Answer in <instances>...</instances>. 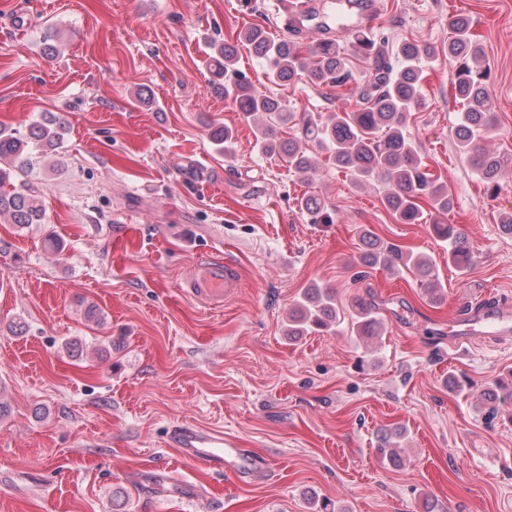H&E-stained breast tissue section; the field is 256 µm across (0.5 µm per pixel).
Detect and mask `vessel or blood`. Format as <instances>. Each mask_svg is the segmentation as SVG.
I'll return each mask as SVG.
<instances>
[{
	"label": "vessel or blood",
	"mask_w": 512,
	"mask_h": 512,
	"mask_svg": "<svg viewBox=\"0 0 512 512\" xmlns=\"http://www.w3.org/2000/svg\"><path fill=\"white\" fill-rule=\"evenodd\" d=\"M281 7L297 28L316 32L326 38L319 28L317 17L309 15L304 0H282ZM356 27L373 29L378 21L377 0H355L353 4ZM242 286V275L233 258L207 260L192 265L185 281V292L197 301L221 306L235 296ZM448 341L453 345L472 342L475 337L508 339L512 337V306L486 296L478 303L464 308L453 319ZM168 446L176 448L183 461L198 465L215 474L233 473L245 480L263 472L266 461L248 455L240 441L225 438L223 431L195 425L175 424L166 433Z\"/></svg>",
	"instance_id": "b4317fda"
}]
</instances>
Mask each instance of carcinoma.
<instances>
[{"instance_id": "obj_1", "label": "carcinoma", "mask_w": 512, "mask_h": 512, "mask_svg": "<svg viewBox=\"0 0 512 512\" xmlns=\"http://www.w3.org/2000/svg\"><path fill=\"white\" fill-rule=\"evenodd\" d=\"M349 37L371 63L369 79L358 87L356 108L332 112L323 119L303 120L301 138H278L277 128L296 122V113L288 111L279 99L252 88L237 68L236 47L211 43L205 65L210 75L222 82L224 97L232 98L242 116L254 122L256 146L265 154L277 156L300 179L308 181L316 172V164L305 147V142L310 141L327 151L332 165L354 184L380 183L384 206L402 223L422 221L424 200L435 212L448 213L453 201L447 187L428 172L407 135L411 112L423 101L422 63L430 57L431 49L404 41L389 54L374 34L351 30ZM239 41L266 62L269 78L274 82H290L304 74L316 85L340 88L354 80L345 53L336 41L311 47L305 55L298 41L275 38L260 26L240 31ZM482 56L483 49L474 39L469 17L454 16L449 27L448 60L455 64L454 98L462 106L455 142L492 195L497 191L501 160L483 147L496 130V120L488 88L490 73L482 64ZM66 131L65 120L50 112L32 120L25 134L0 126V159L9 160V167H0V215L9 216L20 227L44 220L43 193L28 180V174L61 147ZM212 140L218 150L225 152L233 143L234 131L220 125L213 130ZM298 207L313 224L333 223L331 214L313 196L303 198ZM432 229L437 238L448 243V261L458 268L469 267L472 256L460 245L455 225L437 223ZM363 241V261L369 267L387 271L400 265L411 268L424 288L435 276V263L427 255H405L367 235ZM340 322L333 291L314 286L291 307L288 335L304 336ZM356 325L357 333L367 335L375 331L378 321L363 308Z\"/></svg>"}]
</instances>
